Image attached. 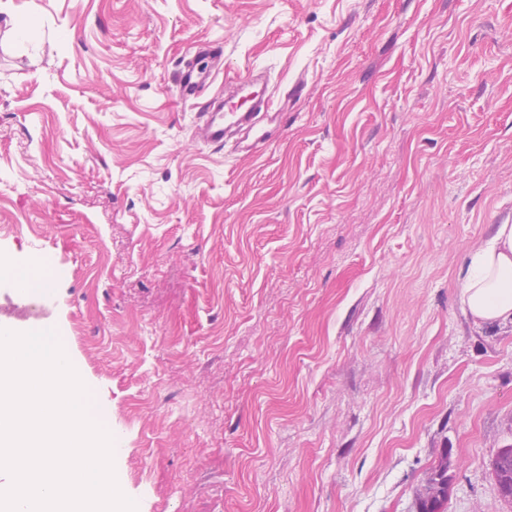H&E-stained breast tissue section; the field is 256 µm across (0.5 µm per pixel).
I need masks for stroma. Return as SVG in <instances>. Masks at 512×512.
I'll use <instances>...</instances> for the list:
<instances>
[{"instance_id": "35a3bbf8", "label": "stroma", "mask_w": 512, "mask_h": 512, "mask_svg": "<svg viewBox=\"0 0 512 512\" xmlns=\"http://www.w3.org/2000/svg\"><path fill=\"white\" fill-rule=\"evenodd\" d=\"M0 323L54 331L137 512H512V322L467 265L512 219V0H11ZM303 82L263 150L197 142L198 45ZM146 407L131 414L136 401ZM194 58L185 61L178 78L179 93L185 97L200 94L209 78L207 75L200 76L195 73ZM0 276L12 278L22 290L43 287L46 277L42 263L35 261L19 265L9 256L0 254ZM499 495L512 503V454L505 455L500 448L490 462ZM448 501V455H445L427 481L419 498V512H445Z\"/></svg>"}]
</instances>
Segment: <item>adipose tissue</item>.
Wrapping results in <instances>:
<instances>
[{"label": "adipose tissue", "mask_w": 512, "mask_h": 512, "mask_svg": "<svg viewBox=\"0 0 512 512\" xmlns=\"http://www.w3.org/2000/svg\"><path fill=\"white\" fill-rule=\"evenodd\" d=\"M463 304L484 323L512 320V224L496 225L488 243L473 254Z\"/></svg>", "instance_id": "1"}]
</instances>
